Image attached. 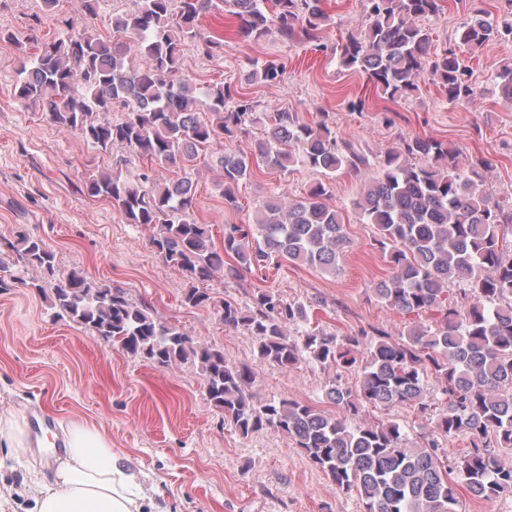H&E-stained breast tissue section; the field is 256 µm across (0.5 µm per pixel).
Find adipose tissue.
Returning a JSON list of instances; mask_svg holds the SVG:
<instances>
[{
  "label": "adipose tissue",
  "instance_id": "1",
  "mask_svg": "<svg viewBox=\"0 0 512 512\" xmlns=\"http://www.w3.org/2000/svg\"><path fill=\"white\" fill-rule=\"evenodd\" d=\"M64 460L44 478L34 512H140L130 478L112 465V447L95 427L71 422Z\"/></svg>",
  "mask_w": 512,
  "mask_h": 512
}]
</instances>
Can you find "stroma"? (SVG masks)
Returning a JSON list of instances; mask_svg holds the SVG:
<instances>
[{
  "mask_svg": "<svg viewBox=\"0 0 512 512\" xmlns=\"http://www.w3.org/2000/svg\"><path fill=\"white\" fill-rule=\"evenodd\" d=\"M477 5L495 16L508 8L506 0H446L443 12L428 20L438 43L454 42ZM324 7L331 21L321 51L298 41L246 40L236 35L234 20L206 17L200 30L224 34V53L210 59L187 45L183 72L200 87L234 83L263 108L290 107L308 122L319 112L333 113L337 132L379 159L403 136L454 144L462 161L487 159L486 193L512 207V106L496 85L501 65L512 59V44L490 41L474 55L459 47L476 87L468 103L449 102L426 77L416 95L387 101L365 76L342 68L336 52L342 35L362 23V0H326ZM29 53L28 44L0 43V238L15 239L21 230L41 237L55 253L56 275L84 271L147 304L195 341L223 348L227 361L252 367L262 398L288 397L321 408L333 380L354 384L357 375L347 370L308 362L283 369L263 362L245 328H226L215 309L184 304L186 280L152 248V228L126 223L108 201L87 193L89 176L113 167L123 148L98 152L15 96L17 70ZM269 59L285 66L280 82L248 81L252 63ZM358 97L365 98L364 109L350 110L349 100ZM191 178L197 215L211 225L218 242L224 225L252 223L265 197L305 195L320 176L300 165L285 173L256 172L238 187L235 209L225 206L223 179L210 159L199 160ZM361 182L353 172H338L324 198L342 213L350 238L336 274L287 261L263 275L244 273L239 281L219 272L206 284L214 301L232 299L245 308L253 289L266 288L310 305L323 328L348 336L380 328L397 339L412 325H430L428 315L401 314L370 291L390 269L374 244V226L362 223L353 209ZM11 273L15 284L0 291V415L25 422L41 417L50 428L29 434L25 448L0 446L8 463L0 471V487L13 490L0 512H31L44 476L63 458L47 444L62 443L74 419L105 435L114 466L131 476L145 512H363L357 497L338 490L286 435L265 429L245 436L225 422L192 363L161 367L133 357L80 324L57 318L39 289L45 275L22 265Z\"/></svg>",
  "mask_w": 512,
  "mask_h": 512,
  "instance_id": "35a3bbf8",
  "label": "stroma"
}]
</instances>
